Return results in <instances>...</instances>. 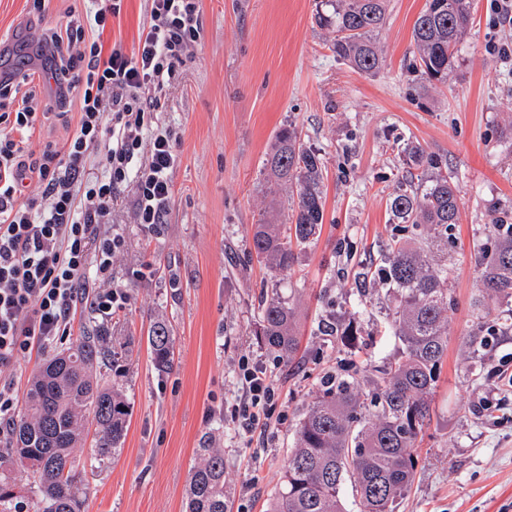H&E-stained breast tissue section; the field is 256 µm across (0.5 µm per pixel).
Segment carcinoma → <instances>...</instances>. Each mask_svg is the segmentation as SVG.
<instances>
[{"label": "carcinoma", "mask_w": 512, "mask_h": 512, "mask_svg": "<svg viewBox=\"0 0 512 512\" xmlns=\"http://www.w3.org/2000/svg\"><path fill=\"white\" fill-rule=\"evenodd\" d=\"M387 0H325L316 23L334 33L329 49L362 73L381 64L376 35ZM472 0H427L414 22L417 50L412 67L432 85L448 83L458 46L470 27ZM407 172L432 171L417 187L389 200L395 235L376 265L373 284L386 289L388 319L400 341L398 355L380 369L376 386L352 375L326 380L320 395L296 424L282 486L268 512H346L342 491L349 488L361 512H394L416 474V449L430 421L441 365L448 352V311L455 299L448 282L452 269L431 250L416 245L427 231L438 245L459 221L461 189L442 160L419 145L403 150ZM270 182L288 186L285 220L264 212L254 225L250 253L272 270L290 269L297 255L314 244L324 224V167L320 155L300 141L295 125L281 129L264 160ZM480 295L471 303L475 321L465 342L468 374L480 377L485 347L484 311L512 305V222L491 218L490 245L473 253ZM330 332L346 348L362 336L356 320ZM254 336L283 361L298 349L297 308L278 292L261 297ZM155 368L174 363L173 340L164 320L148 331ZM125 344L86 328L70 346L48 359L33 376L22 412L14 421L6 452L37 489L35 512H82L87 471L120 451L130 404L103 368L113 365ZM95 426L93 454L80 458L86 422ZM20 498L11 477L0 472V512H14ZM185 512H228L224 491V449L199 448L190 470Z\"/></svg>", "instance_id": "cac0c4a2"}]
</instances>
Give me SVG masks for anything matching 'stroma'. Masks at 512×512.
Listing matches in <instances>:
<instances>
[{
    "mask_svg": "<svg viewBox=\"0 0 512 512\" xmlns=\"http://www.w3.org/2000/svg\"><path fill=\"white\" fill-rule=\"evenodd\" d=\"M321 0H203L200 40L188 51L154 117L171 126L178 156L173 202L162 223L140 224L132 190L112 213L125 248L112 282L128 300L104 320L88 304L71 325L108 327L130 340L118 382L130 403L118 456L88 478L83 512H183L196 451H224L231 512H267L282 483L294 428L326 374L373 375L399 347L350 351L323 332L333 318H356L363 342L381 320L384 294L366 275L395 232L388 200L408 189L404 143L448 164L462 188L459 222L448 245L456 304L448 313V356L430 422L417 451L415 480L395 512H512V332L489 336L484 374H467L464 345L472 298L480 289L471 253L485 245L493 213L512 214V24L492 0H473L470 30L447 85L415 71L413 24L426 0H389L378 40L380 68L365 74L336 59L331 31L317 26ZM27 0H0V71L36 69L38 38L84 0H51L44 20ZM146 0H125L105 45L132 50ZM296 125L325 165V215L318 241L290 271L274 272L249 253L261 213H286L288 193L270 192L263 160L276 133ZM290 295L299 313V350L283 362L257 344L262 292ZM362 307H355L356 299ZM166 319L173 328L171 370L154 369L147 336ZM33 347L0 373L24 397L37 368L58 351ZM260 361L276 384L268 424L244 431L233 416L241 394L238 363Z\"/></svg>",
    "mask_w": 512,
    "mask_h": 512,
    "instance_id": "obj_1",
    "label": "stroma"
}]
</instances>
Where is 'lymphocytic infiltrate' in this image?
<instances>
[{
    "label": "lymphocytic infiltrate",
    "mask_w": 512,
    "mask_h": 512,
    "mask_svg": "<svg viewBox=\"0 0 512 512\" xmlns=\"http://www.w3.org/2000/svg\"><path fill=\"white\" fill-rule=\"evenodd\" d=\"M147 2L149 19L129 51L103 41L122 0H92L85 18L42 33L55 107L75 123L41 150L30 142L40 117L29 76L0 78V369L69 335L82 298L104 317L125 301L123 288L111 284L112 259L124 239L108 230L123 188L133 186L141 224L161 223L172 202L176 140L154 112L200 38L202 0ZM94 164L99 174L88 175ZM92 265L95 280L87 276ZM239 377L235 410L250 431L267 420L275 387L257 363L241 361Z\"/></svg>",
    "instance_id": "f902f5d3"
}]
</instances>
